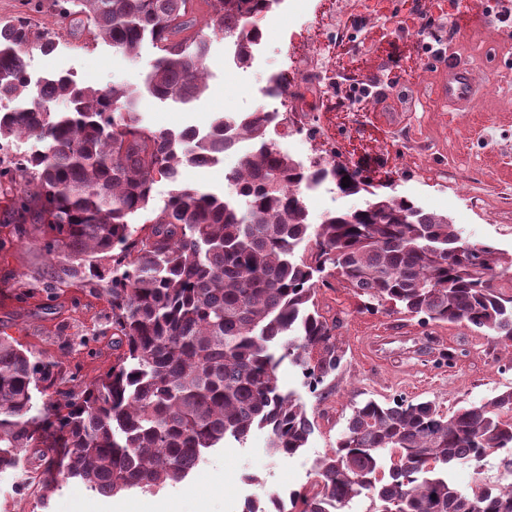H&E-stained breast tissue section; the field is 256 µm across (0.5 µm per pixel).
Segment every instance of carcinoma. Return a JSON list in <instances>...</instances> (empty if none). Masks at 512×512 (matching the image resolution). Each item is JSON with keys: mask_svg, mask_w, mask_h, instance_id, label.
I'll list each match as a JSON object with an SVG mask.
<instances>
[{"mask_svg": "<svg viewBox=\"0 0 512 512\" xmlns=\"http://www.w3.org/2000/svg\"><path fill=\"white\" fill-rule=\"evenodd\" d=\"M280 2L205 0V26L234 39L245 67L260 20ZM57 16L56 30L25 15L0 21V102L11 104L0 107V149L32 141L0 157V194L13 234L32 236L49 257V287L105 298L101 335L112 332L113 360L64 390L79 375L62 361L72 345L41 358L0 336V474L26 475L44 500L59 478L104 496L156 491L188 477L205 450L244 445L256 428L268 430L271 454L296 455L314 421L280 391L276 370L291 359L313 390L336 374L337 319L316 302L332 278L369 312L460 323L512 349L511 261L464 242L448 217L380 195L359 170L303 169L269 139L263 110L219 116L199 137L141 126L121 85L80 86L61 74L31 97L27 56L52 51L64 32L126 54L148 39L159 55L147 91L197 96L209 70L197 0H58ZM59 100L67 111L53 110ZM241 134L257 149L227 174L228 192L176 184L182 164L219 162ZM329 176L339 193L372 199L314 227L302 182ZM158 177L173 188L140 225ZM502 449L511 454L500 467L512 473L511 389L451 415L431 401L368 400L353 406L317 480L290 494L288 512H346L361 495L375 512H512V487L463 490L448 478L449 464Z\"/></svg>", "mask_w": 512, "mask_h": 512, "instance_id": "carcinoma-1", "label": "carcinoma"}]
</instances>
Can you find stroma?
Listing matches in <instances>:
<instances>
[{"mask_svg": "<svg viewBox=\"0 0 512 512\" xmlns=\"http://www.w3.org/2000/svg\"><path fill=\"white\" fill-rule=\"evenodd\" d=\"M470 0H420L425 12L440 23L419 33L406 18L403 0H384L373 20L360 14L359 0H342L341 21L353 33L351 54L364 64L354 76L370 88L387 91L384 102L361 112L345 103V83L336 86L342 111L319 114L325 138L336 148L337 160L374 175L389 169L386 193L408 198L428 212L448 216L461 238L470 244H490L512 256V27L499 23L501 5L489 11L469 10ZM469 10L467 27L449 36L447 21ZM266 42L262 61L235 70L224 67V39L211 37L207 90L189 101L160 100L144 88L149 64L158 51L144 43L130 57L104 41L63 36L52 56L32 53L29 70L47 77L63 73L79 84L107 89L120 84L135 93L133 110L142 126L152 130L205 125L227 112H252L262 103L259 86L278 66L287 46L311 48L318 26L310 14L278 6L262 23ZM438 45L441 54L425 51ZM463 62L483 95L471 111L452 112L436 95V64ZM48 261L35 242L16 238L0 250V335L14 337L40 356H59L61 337H75L102 325L109 312L105 299L78 288L47 298ZM38 290L28 301L17 296L28 282ZM322 311L340 322L336 340L345 352L335 380L319 394L303 384L299 368L282 362L277 377L284 389L295 391L305 404L315 430L306 448L291 458L267 449L266 430H254L245 445L228 444L206 453L200 469L181 483L156 493L130 490L105 497L84 485L63 483L42 501L37 490L21 491V477L0 475V512H240L244 495L290 493L315 480L316 464L335 448L353 403L369 398L380 402L401 395L431 400L444 413L467 403H479L512 388V372H501L497 359L505 350L491 334L463 325L421 328L399 313H370L356 292L344 283L321 289ZM455 356L441 365L444 353ZM500 453L480 465L456 463L452 482L467 489L494 485Z\"/></svg>", "mask_w": 512, "mask_h": 512, "instance_id": "obj_1", "label": "stroma"}]
</instances>
